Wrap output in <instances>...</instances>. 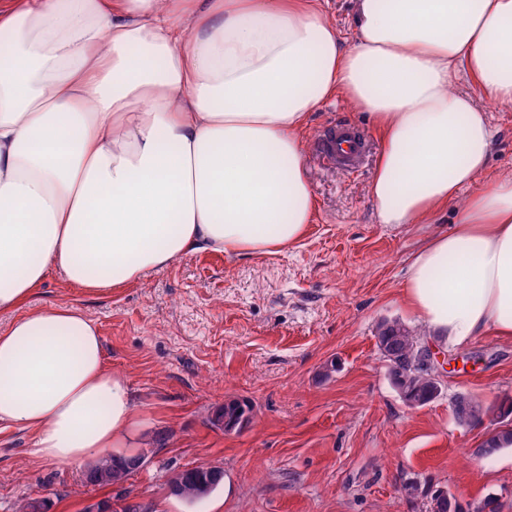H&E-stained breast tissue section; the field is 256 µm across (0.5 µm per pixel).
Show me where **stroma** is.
<instances>
[{"instance_id":"stroma-1","label":"stroma","mask_w":512,"mask_h":512,"mask_svg":"<svg viewBox=\"0 0 512 512\" xmlns=\"http://www.w3.org/2000/svg\"><path fill=\"white\" fill-rule=\"evenodd\" d=\"M495 143L484 180L512 173V108H493ZM366 139L347 172L318 158L329 124ZM314 218L287 251L246 257L198 252L98 295L51 273L20 314L49 304L81 310L99 328L106 359L134 393L142 467L126 493L159 512H426L442 489L462 503L497 497L512 512V448L472 450L490 423L464 427L451 408L466 393L484 405L512 397V339L491 333L451 346L441 395L409 407L393 387L377 331L423 323L402 300L408 265L435 233L450 231L461 201L421 224L379 223L369 195L381 148L361 110L332 99L305 133ZM335 372H327L330 363ZM245 401L251 419L225 431V403ZM223 470L222 484L189 504L168 491L179 470ZM80 465L37 459L28 435L0 432V512L47 498L51 512H83L111 497Z\"/></svg>"}]
</instances>
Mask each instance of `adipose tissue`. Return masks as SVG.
<instances>
[{"instance_id":"adipose-tissue-1","label":"adipose tissue","mask_w":512,"mask_h":512,"mask_svg":"<svg viewBox=\"0 0 512 512\" xmlns=\"http://www.w3.org/2000/svg\"><path fill=\"white\" fill-rule=\"evenodd\" d=\"M10 0L0 11V427L39 459L131 447L133 393L96 324L50 305V272L98 294L195 252L272 253L313 217L304 132L342 97L381 139L379 223L416 224L487 166L468 72L512 105V0ZM405 306L440 346L512 338V175L411 259ZM353 0H329L327 7V19L339 29L350 42L353 39L354 20Z\"/></svg>"}]
</instances>
